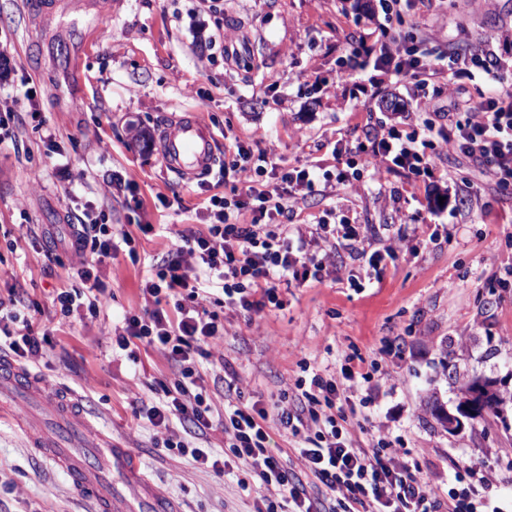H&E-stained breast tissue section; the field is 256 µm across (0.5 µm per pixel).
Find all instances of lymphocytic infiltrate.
<instances>
[{"label":"lymphocytic infiltrate","mask_w":512,"mask_h":512,"mask_svg":"<svg viewBox=\"0 0 512 512\" xmlns=\"http://www.w3.org/2000/svg\"><path fill=\"white\" fill-rule=\"evenodd\" d=\"M509 42L511 30L496 31L486 37L483 54L455 50L445 62L433 64L425 61L423 50L405 47L389 28L379 42H360L354 57L391 76L411 77L418 98L475 76L488 81V92L465 119L448 125L428 123L418 132L393 125L370 145L354 150L336 144V165L330 171L317 161L283 171L272 151L236 141L231 162L219 167L217 177L244 174L242 186L233 188L231 196H212L210 224L181 233L168 255L152 264L142 290L144 307L125 316L116 344L132 360L139 348L158 351L174 368L175 380L152 401L134 407V418L168 429L166 451L191 456L216 475H224L232 462L246 465L265 491L255 512H481L483 501L473 487L449 491L447 500H440L400 462L392 441L378 440L368 450L354 447L349 426L357 406L349 394L370 380L363 367L345 364L336 375L312 373L283 391L270 410L230 400L220 412L202 369L212 356V343L224 336L219 309L243 314L283 309L282 285L323 282L336 263V239L353 248L361 244L355 225L293 221L295 205L320 182L349 184L351 153L377 172L402 169L430 178L433 151L448 150L481 167L503 192H512V92L502 87V64L493 49ZM246 212L250 223H240ZM69 228L60 250L45 251L43 257L47 265L58 266L62 252L79 256V264L68 269L70 287L58 289L52 303L65 319L82 322L98 317L112 298L99 264L121 251L133 259L138 253L132 233L123 225L101 222L92 205L73 214ZM32 309L16 293L0 298V353L27 366L42 357L49 343L48 336L35 333ZM216 423L224 430V452L194 446V439L206 436ZM276 430L295 437L300 469L287 467L273 450ZM309 476L320 483L319 491H309Z\"/></svg>","instance_id":"lymphocytic-infiltrate-1"}]
</instances>
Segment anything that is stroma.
Returning a JSON list of instances; mask_svg holds the SVG:
<instances>
[{"instance_id": "35a3bbf8", "label": "stroma", "mask_w": 512, "mask_h": 512, "mask_svg": "<svg viewBox=\"0 0 512 512\" xmlns=\"http://www.w3.org/2000/svg\"><path fill=\"white\" fill-rule=\"evenodd\" d=\"M29 2L0 0V53L9 59L0 63V104L34 115L18 126L17 147L0 148V295L13 288L39 305L33 328L48 332L52 345L35 372L49 391H74L115 444L140 451L149 487L181 512H253L246 466L215 476L156 448L163 429L134 422V399L151 398L153 387L173 379L166 359L142 349L132 361L113 348L124 315L144 304L151 260L171 249L179 230L208 223L210 196L242 182L232 173L204 189L179 183L159 161V129L193 111L222 146L247 140L274 149L281 167L311 160L329 169L337 141L367 143L407 114L416 130L462 119L487 85L479 77L456 82L423 109L408 82L354 68V46L381 36L387 0H223L213 9L204 0H102L104 35L73 0H51L43 15ZM510 27L512 0H497L490 11L478 0H414L395 24L406 45L424 44L434 57L479 49L486 32ZM220 30L248 40L236 68L210 53L207 42ZM387 99L401 112L385 110ZM61 157L68 168L56 166ZM115 171L137 184L139 213L108 194ZM462 177L476 197L457 194ZM436 191L448 197L440 214L428 208ZM88 202L108 223L154 231L138 236L137 258L122 252L101 266L112 299L96 321L81 325L61 320L51 305L78 256L63 254V266L48 269L41 254L67 233V214ZM322 219L360 225L367 255L341 250V272L282 289L283 309L225 314L214 354L235 371L244 401L272 408L304 369L336 373L348 357L379 365L353 391L367 403L352 422L354 446L387 438L421 449L419 476L433 488H448L455 469L475 468L488 483L489 512H512V402L505 419L453 434L427 406L435 399L454 409L462 382L473 376L512 393V287L492 279L512 267V193L497 192L467 160L448 154L434 179L365 170L353 185L311 194L294 217L298 224ZM23 223L32 230L25 238ZM394 242L397 255L374 273L368 254ZM27 420L18 405L0 417V512H88L71 480L35 457Z\"/></svg>"}]
</instances>
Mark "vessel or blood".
<instances>
[{
  "label": "vessel or blood",
  "mask_w": 512,
  "mask_h": 512,
  "mask_svg": "<svg viewBox=\"0 0 512 512\" xmlns=\"http://www.w3.org/2000/svg\"><path fill=\"white\" fill-rule=\"evenodd\" d=\"M158 157L163 168L180 183L202 179L216 169L220 153L218 137L195 113L172 119L159 134ZM11 389L16 402L30 403L42 391L41 378L12 359L0 356V386ZM52 429L31 433L37 453L65 472L89 502V512H121L124 489L144 485L137 451L116 448L88 419L80 418L76 396L58 392L44 400ZM116 461L117 471L93 466V459Z\"/></svg>",
  "instance_id": "1"
}]
</instances>
